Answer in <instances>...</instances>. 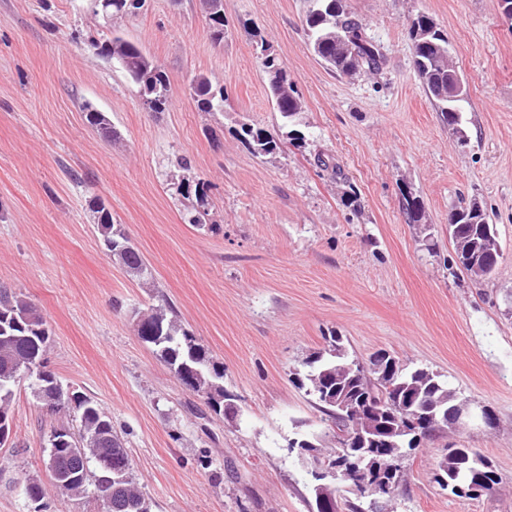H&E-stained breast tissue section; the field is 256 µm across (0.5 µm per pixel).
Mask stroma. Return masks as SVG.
<instances>
[{"instance_id":"1","label":"stroma","mask_w":512,"mask_h":512,"mask_svg":"<svg viewBox=\"0 0 512 512\" xmlns=\"http://www.w3.org/2000/svg\"><path fill=\"white\" fill-rule=\"evenodd\" d=\"M387 57L342 76L314 53L311 0H224L215 43L200 0H148L105 23L86 0H0V285L26 295L52 330L47 365L112 419L150 512H310L312 477L288 447L307 434L337 445L292 373L327 335L349 359L387 351L427 368L494 428L471 424L424 440L387 512H512V19L499 0H346ZM429 15L469 81L459 129L436 112L411 62L408 28ZM137 43L168 75L156 113L120 66L88 47ZM269 51L304 103L286 138L260 65ZM224 89L199 111L194 76ZM118 133L102 137L84 104ZM282 138L262 155L242 123ZM340 174L316 166L317 156ZM209 186V221L178 184ZM100 197L142 252L141 282L104 248L89 202ZM424 207L409 223L404 197ZM478 199L501 245L490 278L460 270L448 210ZM162 306L224 366L235 421L216 415L143 343L133 315ZM0 445V512H101L66 497L44 466L52 430L78 429L17 383ZM485 456L502 479L476 499L442 491L444 448ZM29 479L42 501L20 490Z\"/></svg>"}]
</instances>
